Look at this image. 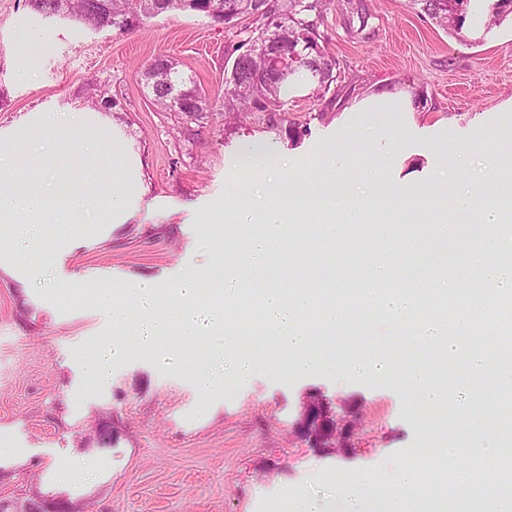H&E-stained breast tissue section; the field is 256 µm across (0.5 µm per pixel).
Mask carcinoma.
<instances>
[{"mask_svg": "<svg viewBox=\"0 0 512 512\" xmlns=\"http://www.w3.org/2000/svg\"><path fill=\"white\" fill-rule=\"evenodd\" d=\"M31 9L44 18L63 17L78 21L94 30L125 31L145 24L154 15L144 8V0H28ZM473 0H411L444 31L459 36ZM486 27L501 25L512 17V0H487ZM157 14L181 9L205 15L211 11L216 20L228 23L244 15L263 21L259 37L246 49L247 58L226 78L227 92L222 109L226 114L258 117L273 115L283 106L289 80L282 77L279 64L285 62L294 75L314 79L313 92L319 94L333 81L335 59L319 43L317 19L327 0H155ZM155 65L167 69V81L151 86L155 105L168 112H180L190 120L211 111L205 95L195 83L183 77L174 61L159 56ZM426 313L438 307H462L466 293L461 290L446 297L419 296ZM485 364L496 370L512 365V330L497 331L489 342L481 344ZM489 385L502 404L512 403V384L489 376Z\"/></svg>", "mask_w": 512, "mask_h": 512, "instance_id": "obj_1", "label": "carcinoma"}]
</instances>
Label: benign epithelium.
<instances>
[{"label":"benign epithelium","instance_id":"obj_1","mask_svg":"<svg viewBox=\"0 0 512 512\" xmlns=\"http://www.w3.org/2000/svg\"><path fill=\"white\" fill-rule=\"evenodd\" d=\"M348 416L347 410L338 414L322 400L308 397L302 403L294 432L298 438L314 448H328L336 443L345 448H353V434L345 424ZM4 508L9 512H59L57 503L39 497L6 501Z\"/></svg>","mask_w":512,"mask_h":512}]
</instances>
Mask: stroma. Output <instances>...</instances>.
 Listing matches in <instances>:
<instances>
[{"instance_id": "stroma-1", "label": "stroma", "mask_w": 512, "mask_h": 512, "mask_svg": "<svg viewBox=\"0 0 512 512\" xmlns=\"http://www.w3.org/2000/svg\"><path fill=\"white\" fill-rule=\"evenodd\" d=\"M469 12L462 35L451 36L409 0H331L318 24L320 42L336 60L334 81L317 97L290 89L284 118L274 124L225 120L219 107L237 46L252 44L262 22L243 17L217 24L171 10L140 27L93 31L36 16L26 0H0V127L32 112L92 106L95 81L117 104L109 114L143 162L148 197L159 213H140L88 238L75 226L51 224L43 247L60 234L77 243L51 278L95 271L119 287L145 278L159 287L212 266L210 242L224 240V259L248 247L227 198L240 181L253 197L305 219L285 242L295 273L314 276L321 257H334L335 277L353 275L342 242L307 218L319 200L343 188L370 201L385 225H427L406 252V269L454 278L477 257L446 245L448 222L480 224L458 202L512 183V22L487 28ZM158 56L206 92L212 110L190 121L152 103L142 71ZM263 144L273 167L244 169L239 159ZM109 308L55 298L0 270V500L35 495L65 512H260L262 503L320 502L325 512H356L362 481L396 479L416 449L471 440L476 425L450 426L446 411L428 410L393 379L345 376L331 369L283 377L260 366L224 388V357L203 341L180 346L189 364L206 363L216 385L204 389L187 372L160 368L137 353L116 363L106 382L91 380L93 345L111 342ZM410 337L372 317L363 343L405 362ZM420 361L439 387L455 383L484 397L482 376L459 356L435 346ZM317 395L358 415V444L312 448L293 427L301 401Z\"/></svg>"}]
</instances>
